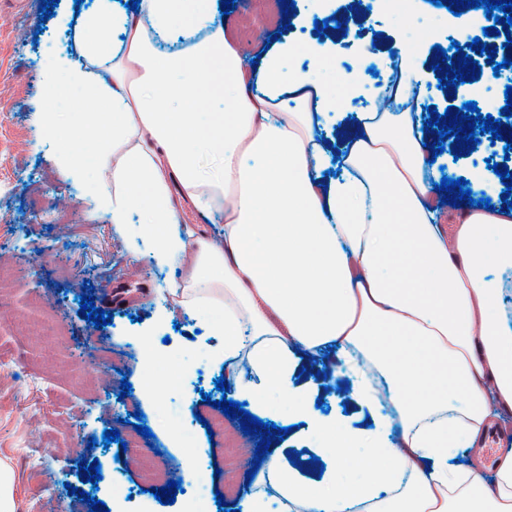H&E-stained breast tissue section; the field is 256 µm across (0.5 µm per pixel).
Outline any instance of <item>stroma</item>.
Returning <instances> with one entry per match:
<instances>
[{
    "instance_id": "stroma-1",
    "label": "stroma",
    "mask_w": 512,
    "mask_h": 512,
    "mask_svg": "<svg viewBox=\"0 0 512 512\" xmlns=\"http://www.w3.org/2000/svg\"><path fill=\"white\" fill-rule=\"evenodd\" d=\"M352 0H235L226 30L248 57L266 54L271 34L299 19L336 16ZM373 23L366 35L350 31L336 43L326 66L346 72L356 60L387 59L396 44L411 42L418 21L444 24L446 10L420 0L419 17L395 21L384 0H371ZM41 0H0V119L19 118L25 145L0 158V182L23 172L11 198L0 200V229L18 227L26 264L19 279L0 288V461L13 472L17 512H89L81 494L95 491L107 512H191L177 494L164 505L145 492L139 467L119 461L120 439L133 430L127 413L140 412L152 432L142 447L171 474L193 467L207 487L206 512L217 498L238 506L254 463L256 437L225 418L208 432L215 415L221 364L209 360L210 338L196 335L195 319L170 293L168 270L147 256L135 226L111 224L97 198L80 195L73 173L56 160L57 137L42 127L45 86L38 60L54 39L73 49L64 22L74 0H60L54 15L40 20ZM92 290L96 307L110 312L95 328L79 313L80 297ZM126 374L121 395L117 373ZM211 394L212 404L202 401ZM120 438L100 445L104 431ZM99 461L98 484L82 483L81 461Z\"/></svg>"
}]
</instances>
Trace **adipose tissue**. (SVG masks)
Returning <instances> with one entry per match:
<instances>
[{"label": "adipose tissue", "mask_w": 512, "mask_h": 512, "mask_svg": "<svg viewBox=\"0 0 512 512\" xmlns=\"http://www.w3.org/2000/svg\"><path fill=\"white\" fill-rule=\"evenodd\" d=\"M73 40L76 58L43 66L60 166L97 175L110 222L138 223L155 263L181 269L231 398L318 440L317 478L273 449L280 512H512V450L463 455L512 410V212L468 205L445 224L406 50L377 91L398 111L326 139L336 100L318 44L287 39L250 63L218 0H95ZM298 53L307 69H286ZM176 190L223 206L215 237L184 223ZM340 362L372 427L315 411L295 381Z\"/></svg>", "instance_id": "1"}]
</instances>
